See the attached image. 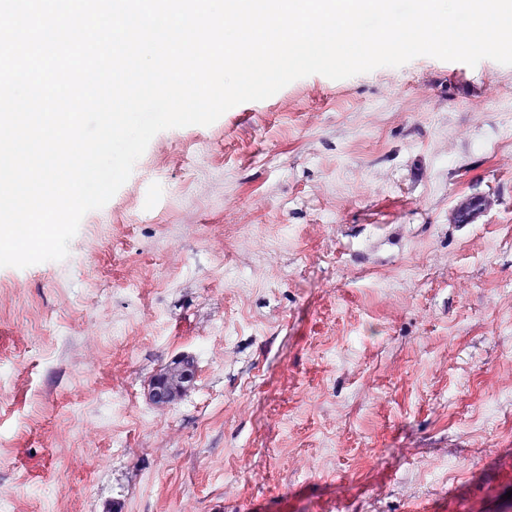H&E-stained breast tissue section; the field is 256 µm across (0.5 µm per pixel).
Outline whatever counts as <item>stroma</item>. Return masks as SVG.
<instances>
[{
	"label": "stroma",
	"instance_id": "35a3bbf8",
	"mask_svg": "<svg viewBox=\"0 0 512 512\" xmlns=\"http://www.w3.org/2000/svg\"><path fill=\"white\" fill-rule=\"evenodd\" d=\"M474 189L489 222L449 223ZM413 502L512 512V65L312 74L161 131L66 259L0 268V512ZM173 360L174 366L168 365L150 384L149 397L158 406L175 404L195 381L196 370L190 356L180 355Z\"/></svg>",
	"mask_w": 512,
	"mask_h": 512
}]
</instances>
